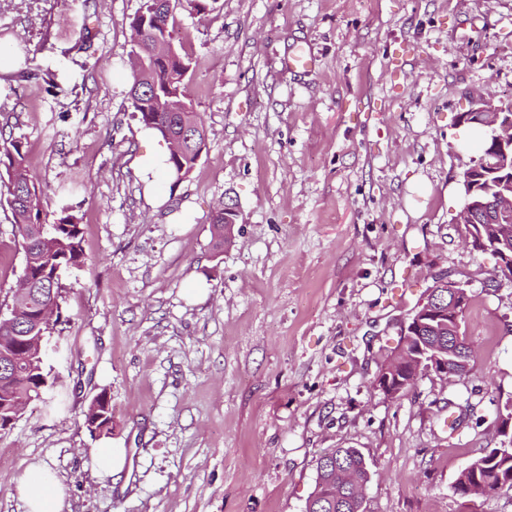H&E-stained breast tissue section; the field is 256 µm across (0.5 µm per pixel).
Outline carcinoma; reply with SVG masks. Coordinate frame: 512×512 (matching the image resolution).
<instances>
[{"instance_id":"1","label":"carcinoma","mask_w":512,"mask_h":512,"mask_svg":"<svg viewBox=\"0 0 512 512\" xmlns=\"http://www.w3.org/2000/svg\"><path fill=\"white\" fill-rule=\"evenodd\" d=\"M172 13L168 0H143L131 21V51L137 74L129 90L131 106L139 120L168 143H173L178 122L169 111L172 104L189 109L187 116L198 130L197 142L183 143L169 151L167 164L175 182L189 177L205 144V131L200 113L194 111L186 90V74L191 67L189 57L172 49L176 33L170 23ZM0 165L5 166L6 201L10 206L23 254L22 273L17 280L24 293L18 298L22 317L15 315L0 320V430L38 394L43 368L38 357L25 354L17 341L19 336H44L50 320L43 317L48 306L59 297L60 283L55 277L59 268L78 270L85 266L81 247V224L76 217L62 213L49 222L42 217L38 189L34 177L24 165L22 142L5 140L0 145ZM213 247L224 248V213L211 219ZM443 337L447 347L448 371L465 376L475 361V350L465 337L453 334L448 327L425 332ZM84 424L92 433H112V406L103 390L86 411ZM315 485L308 497L305 512H364L363 503L371 481V471L362 454L355 448H332L315 462ZM512 474V445L484 448L460 471L453 490L478 486L482 493L500 492L499 484Z\"/></svg>"}]
</instances>
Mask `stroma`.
<instances>
[{
  "mask_svg": "<svg viewBox=\"0 0 512 512\" xmlns=\"http://www.w3.org/2000/svg\"><path fill=\"white\" fill-rule=\"evenodd\" d=\"M142 0H0V135L24 144L53 215L84 228L41 399L0 431V512L29 463L64 512H305L316 458L356 448L364 512H512V491L452 486L498 448L512 404V285L451 218L470 101L512 104V0H177V40L207 148L174 183L132 115ZM310 51V70L289 55ZM233 199L223 251L210 216ZM0 205V302L22 269ZM469 283L472 371L373 387L432 272ZM112 432L83 413L99 392ZM464 422L449 431V414ZM128 466L100 477L97 448Z\"/></svg>",
  "mask_w": 512,
  "mask_h": 512,
  "instance_id": "stroma-1",
  "label": "stroma"
}]
</instances>
